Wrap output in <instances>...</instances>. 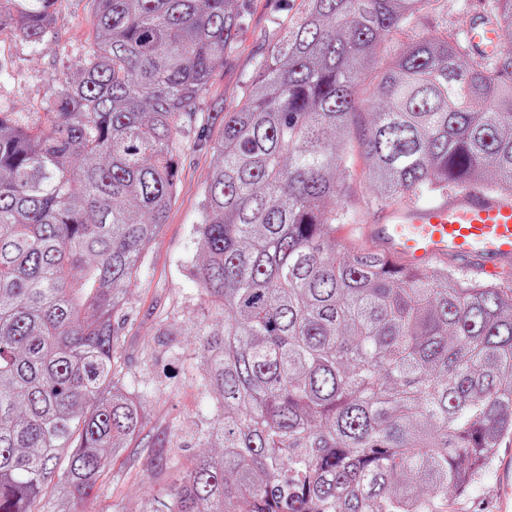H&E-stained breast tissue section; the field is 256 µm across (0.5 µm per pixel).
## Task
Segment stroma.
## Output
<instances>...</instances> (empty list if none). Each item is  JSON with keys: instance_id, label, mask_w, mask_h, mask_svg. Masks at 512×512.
<instances>
[{"instance_id": "stroma-1", "label": "stroma", "mask_w": 512, "mask_h": 512, "mask_svg": "<svg viewBox=\"0 0 512 512\" xmlns=\"http://www.w3.org/2000/svg\"><path fill=\"white\" fill-rule=\"evenodd\" d=\"M474 0H433L429 9L405 29L407 36L428 38L452 29L459 14L470 12ZM246 21L224 55L180 151V182L167 220L144 252L137 278L119 314L120 354L126 379L146 382L143 400L146 423L125 453L112 458L104 480L81 506L82 512H151L157 497L177 484L194 458V442L184 425L206 410L196 381L195 333L217 319L203 315L202 295L187 264L197 248L193 228L199 221V201L212 168L211 148L222 138L214 118L216 108L233 110L243 92L281 38L289 21L304 9V0H247ZM89 0H58L47 41L31 48L15 41L9 28L0 29V111L17 112L28 123L43 119L56 85L81 68L91 33ZM206 139L205 148L194 147ZM353 172L348 217L336 227L337 244L368 246L362 226L382 204L366 180L363 156H349Z\"/></svg>"}]
</instances>
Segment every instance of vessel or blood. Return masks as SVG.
<instances>
[{
  "label": "vessel or blood",
  "mask_w": 512,
  "mask_h": 512,
  "mask_svg": "<svg viewBox=\"0 0 512 512\" xmlns=\"http://www.w3.org/2000/svg\"><path fill=\"white\" fill-rule=\"evenodd\" d=\"M469 44L499 52L492 25L469 22ZM365 234L377 250L404 265L425 267L457 259L490 279L512 275V198L460 186L427 206L409 204L379 214ZM494 512H512V451L500 457Z\"/></svg>",
  "instance_id": "1"
}]
</instances>
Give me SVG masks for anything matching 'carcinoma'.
Returning <instances> with one entry per match:
<instances>
[{"mask_svg":"<svg viewBox=\"0 0 512 512\" xmlns=\"http://www.w3.org/2000/svg\"><path fill=\"white\" fill-rule=\"evenodd\" d=\"M57 0H0L41 43ZM43 125L0 112V512H76L144 425L112 317L165 224L178 149L244 20L238 0H91ZM433 0H305L237 107L194 227L217 414L152 512H449L512 434V284L336 248L356 138L377 197H512V44L377 50ZM512 35V0H486ZM65 458L57 482L50 464Z\"/></svg>","mask_w":512,"mask_h":512,"instance_id":"cac0c4a2","label":"carcinoma"}]
</instances>
